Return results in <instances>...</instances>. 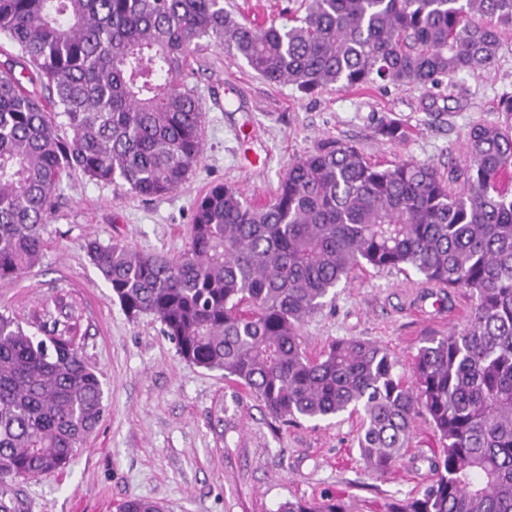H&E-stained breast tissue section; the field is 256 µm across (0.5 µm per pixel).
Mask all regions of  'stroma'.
<instances>
[{
	"label": "stroma",
	"instance_id": "35a3bbf8",
	"mask_svg": "<svg viewBox=\"0 0 512 512\" xmlns=\"http://www.w3.org/2000/svg\"><path fill=\"white\" fill-rule=\"evenodd\" d=\"M288 0H224L239 19L285 23ZM204 113V152L175 191L135 197L110 184L63 175L44 231L39 265L0 280V311L28 316L59 290L84 315L86 361L103 386L105 417L64 472L21 482L23 512H120L130 499L164 512H276L295 499H342L349 512H386L422 490L440 442L416 418L394 468L370 474L359 456L357 416L296 424L270 418L263 404L221 372L183 360L152 316L128 317L83 250L85 240L142 253H181L195 199L214 184L237 188L256 206L274 195L297 157L332 137L384 167L414 159L440 170L468 161L464 142L478 122H497L512 94V30L496 63L460 73L435 89L381 84L304 95L271 85L238 55L202 45L183 78ZM400 120L397 143L378 126ZM470 298L425 282L412 268L352 271L302 334L310 353L335 340L373 341L395 356L403 378L424 338L461 329Z\"/></svg>",
	"mask_w": 512,
	"mask_h": 512
}]
</instances>
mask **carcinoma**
Segmentation results:
<instances>
[{
  "instance_id": "carcinoma-1",
  "label": "carcinoma",
  "mask_w": 512,
  "mask_h": 512,
  "mask_svg": "<svg viewBox=\"0 0 512 512\" xmlns=\"http://www.w3.org/2000/svg\"><path fill=\"white\" fill-rule=\"evenodd\" d=\"M283 25L237 19L224 0H0V280L37 266L65 173L140 197L179 188L201 154L203 114L180 83L206 39L263 80L304 94L391 83L427 91L491 66L512 0H301ZM503 123L467 133L469 164L374 165L325 138L254 206L222 183L196 201L188 246L84 250L130 317L150 315L188 363L248 390L276 421L356 412L359 455L384 474L424 415L442 447L432 478L388 512H512V95ZM408 266L471 299L459 332L398 360L359 338L308 354L301 327L356 268ZM81 318L63 294L34 319L0 313V512L12 484L63 471L104 417ZM121 512H162L131 499ZM277 512H347L335 498Z\"/></svg>"
}]
</instances>
